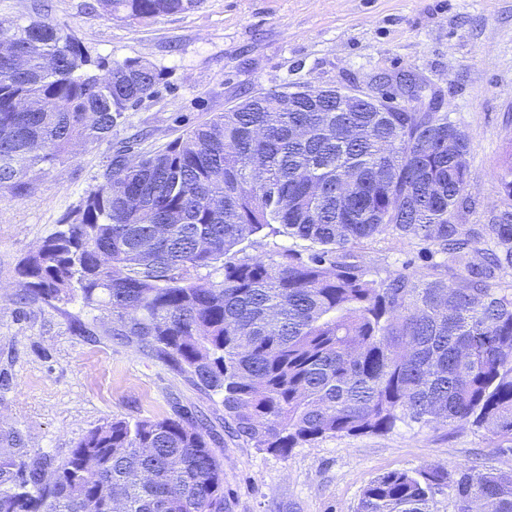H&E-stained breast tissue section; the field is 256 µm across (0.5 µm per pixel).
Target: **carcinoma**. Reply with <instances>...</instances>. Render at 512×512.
<instances>
[{"label":"carcinoma","mask_w":512,"mask_h":512,"mask_svg":"<svg viewBox=\"0 0 512 512\" xmlns=\"http://www.w3.org/2000/svg\"><path fill=\"white\" fill-rule=\"evenodd\" d=\"M201 0H97L147 22ZM25 55L0 56V187L76 140L112 135L164 73L110 65L47 20L0 22ZM41 101L47 112L20 105ZM468 134L446 112H343L335 97L255 93L136 162L119 150L98 184L22 263L21 299L70 303L122 323L114 336L222 396L234 433L286 457L329 437L398 424L469 425L512 441V211L458 223ZM302 239L304 257L245 255L195 277L257 234ZM395 233L447 277L373 271L356 248ZM0 448V512H224V467L202 419L96 427L53 463L19 431ZM512 512V471H391L357 512Z\"/></svg>","instance_id":"1"}]
</instances>
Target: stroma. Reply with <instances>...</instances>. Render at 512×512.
Wrapping results in <instances>:
<instances>
[{
    "instance_id": "35a3bbf8",
    "label": "stroma",
    "mask_w": 512,
    "mask_h": 512,
    "mask_svg": "<svg viewBox=\"0 0 512 512\" xmlns=\"http://www.w3.org/2000/svg\"><path fill=\"white\" fill-rule=\"evenodd\" d=\"M95 0H0V22L44 19L73 31L92 55L163 69L154 94L110 137L78 142L68 160L32 167L33 189L0 188V426L20 429L31 455L65 458L94 428L204 415L224 463V512H356L363 489L395 470L436 464L512 470V450L468 426L399 425L338 436L285 457L231 436L222 398L188 374L112 338L99 311L36 300L18 307V270L94 188L117 149L150 154L248 93L304 85L375 91L406 105L405 80L427 85L466 131L472 173L464 224L506 207L497 175L512 158V0H202L148 23L110 19ZM380 270L425 273L419 245L396 235L365 243Z\"/></svg>"
}]
</instances>
